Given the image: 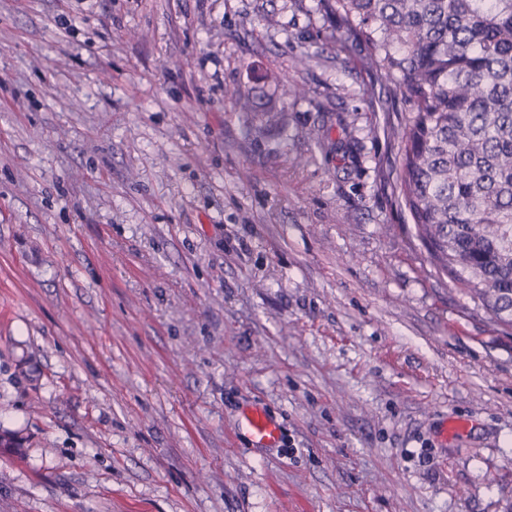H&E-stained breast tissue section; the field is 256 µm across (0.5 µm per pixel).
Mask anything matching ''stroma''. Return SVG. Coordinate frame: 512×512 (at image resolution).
Segmentation results:
<instances>
[{"label": "stroma", "instance_id": "1", "mask_svg": "<svg viewBox=\"0 0 512 512\" xmlns=\"http://www.w3.org/2000/svg\"><path fill=\"white\" fill-rule=\"evenodd\" d=\"M367 53L318 0H0V512H512V332ZM239 426L253 448H275L282 437L280 423L263 408L251 406L244 412Z\"/></svg>", "mask_w": 512, "mask_h": 512}]
</instances>
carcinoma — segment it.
<instances>
[{
    "instance_id": "obj_1",
    "label": "carcinoma",
    "mask_w": 512,
    "mask_h": 512,
    "mask_svg": "<svg viewBox=\"0 0 512 512\" xmlns=\"http://www.w3.org/2000/svg\"><path fill=\"white\" fill-rule=\"evenodd\" d=\"M411 103L398 197L435 272L512 327V0H319Z\"/></svg>"
}]
</instances>
